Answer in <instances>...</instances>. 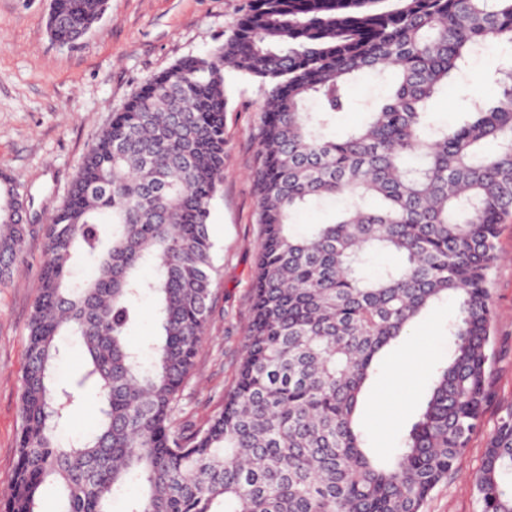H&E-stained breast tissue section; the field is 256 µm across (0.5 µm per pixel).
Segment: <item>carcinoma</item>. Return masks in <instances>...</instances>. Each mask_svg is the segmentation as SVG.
<instances>
[{"label": "carcinoma", "instance_id": "1", "mask_svg": "<svg viewBox=\"0 0 512 512\" xmlns=\"http://www.w3.org/2000/svg\"><path fill=\"white\" fill-rule=\"evenodd\" d=\"M107 0H53L51 36L81 39ZM491 40L512 45V0H250L232 34L146 80L86 151L45 229L28 324L17 463L0 512H37L49 479L65 512H423L481 426L495 311L499 226L512 215V63L473 89L456 123L434 119L448 87ZM264 89L254 179L261 238L252 320L234 388L199 429L174 411L207 323L213 202L224 183V67ZM371 72L390 83L365 121L330 131L346 91ZM319 105L316 112L309 103ZM337 218L305 233L294 216L327 200ZM29 228L0 214V283ZM399 264L376 276L370 253ZM97 261L76 280L71 260ZM156 334L129 347L142 295ZM454 298L452 351L389 459L357 420L386 349ZM82 340L75 388L58 383L56 337ZM92 386L98 426L57 431ZM478 512H512V409L474 475Z\"/></svg>", "mask_w": 512, "mask_h": 512}]
</instances>
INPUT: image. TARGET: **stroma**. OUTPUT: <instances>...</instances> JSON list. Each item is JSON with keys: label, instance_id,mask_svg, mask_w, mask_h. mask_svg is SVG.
Here are the masks:
<instances>
[{"label": "stroma", "instance_id": "1", "mask_svg": "<svg viewBox=\"0 0 512 512\" xmlns=\"http://www.w3.org/2000/svg\"><path fill=\"white\" fill-rule=\"evenodd\" d=\"M249 0H108L95 27L62 45L47 31L50 0H0V173L12 177L30 202L33 230L12 279L0 284V493L17 462L21 378L36 280L45 256L43 227L64 203L87 148L113 112L137 88L179 59L202 56L223 43ZM372 74L348 86L349 106L336 116L343 131L359 124L362 104L386 96ZM224 183L209 219L219 275L212 286L207 333L175 417L178 426L202 427L224 404L235 382L250 321L256 246L254 171L264 95L257 81L224 71ZM500 261L491 281L495 335L490 349L492 397L481 430L425 512H476L474 474L500 416L512 408V218L496 242ZM454 303L429 309L410 336L394 345L359 406L368 445L386 455L399 448L431 384L430 367L446 362L447 326ZM428 371L406 374L376 419V395L393 369L413 355Z\"/></svg>", "mask_w": 512, "mask_h": 512}]
</instances>
